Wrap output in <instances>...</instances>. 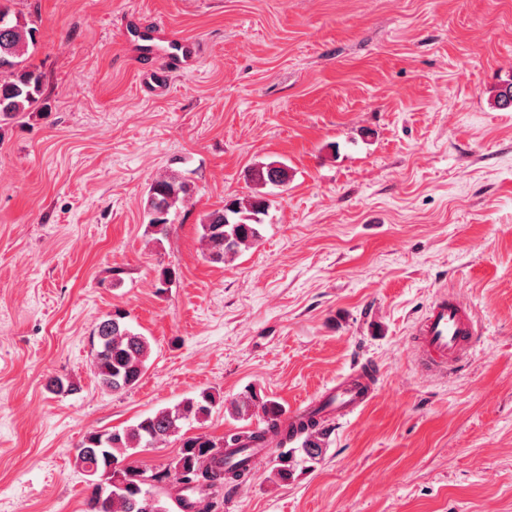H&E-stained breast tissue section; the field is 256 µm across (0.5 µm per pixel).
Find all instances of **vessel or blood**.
I'll use <instances>...</instances> for the list:
<instances>
[{
	"label": "vessel or blood",
	"instance_id": "obj_1",
	"mask_svg": "<svg viewBox=\"0 0 512 512\" xmlns=\"http://www.w3.org/2000/svg\"><path fill=\"white\" fill-rule=\"evenodd\" d=\"M131 30L139 54L162 59L164 73L179 71L191 64L197 49L193 42L174 39L154 23L135 21ZM417 360L423 370L443 376L459 364L473 348L477 332L472 311L457 299L443 294L435 298L415 326ZM372 388L363 371L347 375L327 388L320 402V414L326 419H342L363 408Z\"/></svg>",
	"mask_w": 512,
	"mask_h": 512
}]
</instances>
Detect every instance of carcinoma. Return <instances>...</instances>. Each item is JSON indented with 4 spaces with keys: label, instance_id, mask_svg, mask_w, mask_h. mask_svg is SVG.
<instances>
[{
    "label": "carcinoma",
    "instance_id": "cac0c4a2",
    "mask_svg": "<svg viewBox=\"0 0 512 512\" xmlns=\"http://www.w3.org/2000/svg\"><path fill=\"white\" fill-rule=\"evenodd\" d=\"M38 28L0 3V117L13 118L27 112L39 101L42 75L29 63L31 49L37 44ZM512 101V82L494 89L492 104L500 109ZM253 194L236 198L224 207L206 214L202 236L206 256L213 263H223L261 239L258 217L266 214L270 201L261 192L267 185L280 186L288 181V167L279 162L263 163L251 170ZM189 183L176 173H166L150 185L144 200L147 227L154 235L165 236L171 225L170 215L190 198ZM124 311L108 314L97 326L91 340L94 375L102 390L120 393L134 388L145 374L150 355L146 336L136 332L126 321ZM217 400L204 390L194 398L163 408L139 419L122 430L89 433L77 448L76 463L94 477L86 512H171V495L166 486L172 482L181 495L177 502L183 512H217L224 499V488L245 479L248 459L226 462L224 449L238 453L250 451L269 436L280 438L275 477L281 483L293 479V459L301 453L303 461L317 464L323 459L328 432L317 430L318 420L311 416L301 424L308 430L298 447L288 446V429L274 423L283 412L281 405L249 389L231 403V415L245 420L260 412L265 426L249 433V444L239 434L218 439L200 434L182 440L177 455L163 471L150 475L127 459L141 448H154L176 435L181 422L209 415Z\"/></svg>",
    "mask_w": 512,
    "mask_h": 512
}]
</instances>
